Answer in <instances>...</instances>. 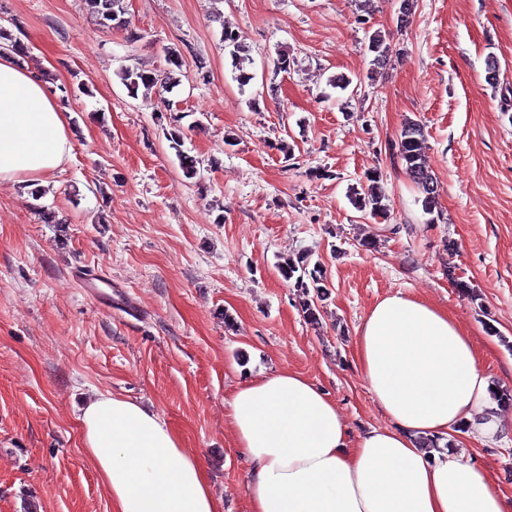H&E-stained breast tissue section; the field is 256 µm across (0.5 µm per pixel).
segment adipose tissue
<instances>
[{"label":"adipose tissue","mask_w":512,"mask_h":512,"mask_svg":"<svg viewBox=\"0 0 512 512\" xmlns=\"http://www.w3.org/2000/svg\"><path fill=\"white\" fill-rule=\"evenodd\" d=\"M71 152L68 114L40 72L0 56V183H47ZM355 346L390 427L352 433L329 393L293 371L234 389L229 424L249 464V512H512L481 466L416 443L466 424L498 428L482 417L489 382L473 342L447 311L384 297ZM79 421L112 512H224L197 455L155 411L100 393Z\"/></svg>","instance_id":"obj_1"}]
</instances>
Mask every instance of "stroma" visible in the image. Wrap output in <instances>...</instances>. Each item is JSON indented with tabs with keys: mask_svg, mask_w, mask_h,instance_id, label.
<instances>
[{
	"mask_svg": "<svg viewBox=\"0 0 512 512\" xmlns=\"http://www.w3.org/2000/svg\"><path fill=\"white\" fill-rule=\"evenodd\" d=\"M400 3L127 0L123 30L102 27L89 0H0V26L20 27L31 66L66 87L73 146L41 198L0 184V512H112L78 420L98 393L164 417L224 512H248L233 388L296 371L353 433L388 426L355 331L397 293L447 310L492 389L512 391V0H417L404 25ZM374 34L390 55L377 74ZM170 50L176 82L130 94L120 69L163 72ZM409 121L437 181L431 213L396 157ZM373 174L377 214L352 204ZM42 206L58 223L41 222ZM301 256L326 288L313 320L280 271ZM499 416L497 433L452 443L512 499V406Z\"/></svg>",
	"mask_w": 512,
	"mask_h": 512,
	"instance_id": "1",
	"label": "stroma"
}]
</instances>
